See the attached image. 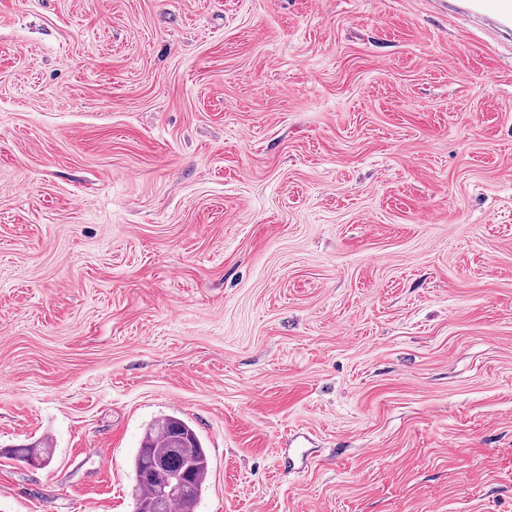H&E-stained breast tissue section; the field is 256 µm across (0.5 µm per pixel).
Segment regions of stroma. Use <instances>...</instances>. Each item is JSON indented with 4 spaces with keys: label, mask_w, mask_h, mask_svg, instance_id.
Returning <instances> with one entry per match:
<instances>
[{
    "label": "stroma",
    "mask_w": 512,
    "mask_h": 512,
    "mask_svg": "<svg viewBox=\"0 0 512 512\" xmlns=\"http://www.w3.org/2000/svg\"><path fill=\"white\" fill-rule=\"evenodd\" d=\"M172 414L196 512H512V43L0 0V512H132ZM155 463L163 464L172 474H182L184 490L172 499L170 512H195L198 500L206 489L209 475V454L193 427L183 419L168 415L156 420L145 431L133 461L135 494L132 512H150L156 489L157 508L165 512L171 496L179 489V478L163 474L157 485L147 478Z\"/></svg>",
    "instance_id": "1"
}]
</instances>
